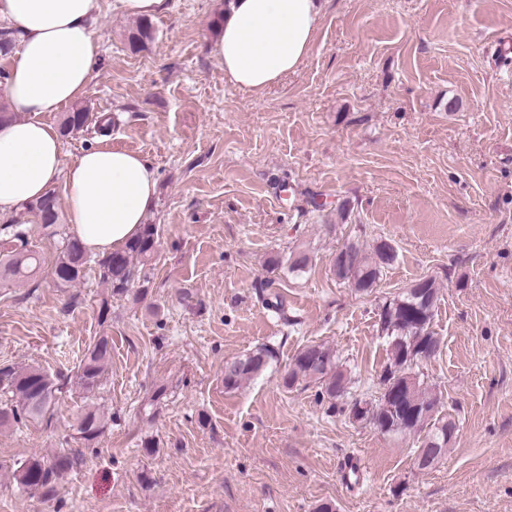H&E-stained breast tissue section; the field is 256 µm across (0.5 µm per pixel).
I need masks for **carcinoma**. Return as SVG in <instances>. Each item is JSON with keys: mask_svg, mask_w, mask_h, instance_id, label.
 Returning <instances> with one entry per match:
<instances>
[{"mask_svg": "<svg viewBox=\"0 0 512 512\" xmlns=\"http://www.w3.org/2000/svg\"><path fill=\"white\" fill-rule=\"evenodd\" d=\"M90 113L75 106L64 113L60 122L63 135L68 137L87 126ZM29 214L41 222L47 235L58 239L59 248L52 261L51 280L57 288H73L85 278L90 265L97 267L99 279L109 290V298L100 303L101 318L110 311L109 299L129 294L136 284L142 285L136 296H143L148 282L145 266L158 253L159 230L155 224H145L140 234L124 248L106 255L92 257L82 242L62 222V210L56 193L49 190L41 198L20 205L18 215L0 224V283L29 282L37 277L44 260L27 233V224L20 217ZM343 248L357 259L356 270L333 269L336 279L355 291L373 290L383 271L397 259V252H388L390 245L380 239L368 250L359 242L349 241ZM288 265V272L299 273L309 266V252L295 247L283 261L272 256L268 264L274 268ZM421 294L406 289L388 297L379 306L378 329L389 339L388 363L380 376L381 392L370 402L369 423L379 432L389 435L416 436L419 447L439 438L448 428V420L439 414L441 398L432 389L415 380L409 386L405 378L421 359L418 354L431 345H439L431 324L439 301L440 285L429 277L421 280ZM273 358V350L260 346L224 364V389L236 390L264 372ZM112 360V340L107 336L94 339L85 348L74 374L53 377L39 366L0 369V389L9 395V402L0 408V428L50 420L58 393L70 387L84 401L83 409L72 425L73 438L89 448L108 429L109 419L93 403L104 389L108 366ZM303 383L317 387L319 400H328L336 409V399L346 394L352 384L350 372L343 367L336 351L323 344L304 346L295 356L284 378L291 388ZM341 394H336V390ZM72 465L67 455L51 459L30 457L13 472V479L24 490H37L46 499L52 498L60 475Z\"/></svg>", "mask_w": 512, "mask_h": 512, "instance_id": "cac0c4a2", "label": "carcinoma"}]
</instances>
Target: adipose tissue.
<instances>
[{
    "label": "adipose tissue",
    "instance_id": "obj_1",
    "mask_svg": "<svg viewBox=\"0 0 512 512\" xmlns=\"http://www.w3.org/2000/svg\"><path fill=\"white\" fill-rule=\"evenodd\" d=\"M97 0H0L17 49L0 77V217L62 182L66 220L86 249L103 255L135 237L157 195L141 155L101 145L65 163L58 126L43 120L80 99L95 77L101 40ZM319 0H227L212 52L233 84L260 92L294 73L309 53Z\"/></svg>",
    "mask_w": 512,
    "mask_h": 512
}]
</instances>
